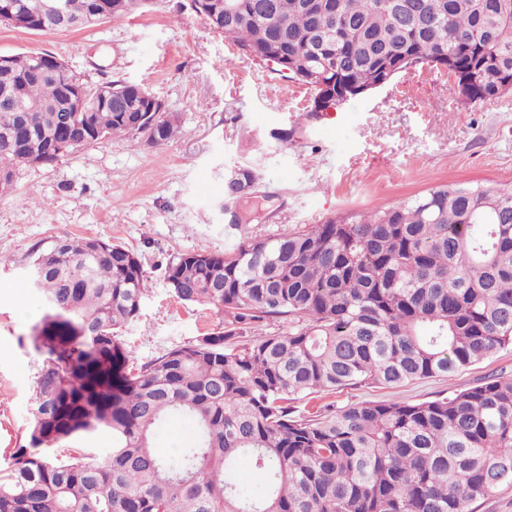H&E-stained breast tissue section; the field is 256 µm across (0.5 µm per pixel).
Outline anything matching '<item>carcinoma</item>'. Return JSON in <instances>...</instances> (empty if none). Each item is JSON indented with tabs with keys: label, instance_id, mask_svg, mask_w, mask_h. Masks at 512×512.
Masks as SVG:
<instances>
[{
	"label": "carcinoma",
	"instance_id": "obj_1",
	"mask_svg": "<svg viewBox=\"0 0 512 512\" xmlns=\"http://www.w3.org/2000/svg\"><path fill=\"white\" fill-rule=\"evenodd\" d=\"M209 26L283 78L343 103L413 68L461 75L464 104L512 90V0H196ZM38 53L0 67V96L41 103L0 111V191L30 158L50 163L61 124L163 144L173 116L146 88L114 80L119 102L69 94L63 62L31 75ZM259 195L249 164L232 167ZM46 316L30 328L44 356L27 445L0 470V512H475L512 487V377L418 403L361 401L313 412L295 403L347 388L448 377L512 348V184L437 185L392 206L245 236L221 254L166 266L178 300L215 310L219 330L140 366L118 331L149 283L136 254L100 239L57 238L30 263ZM288 329L264 335L267 322ZM176 416L197 433L176 455L155 447ZM112 432L104 454L62 444ZM251 456L262 494L241 485Z\"/></svg>",
	"mask_w": 512,
	"mask_h": 512
}]
</instances>
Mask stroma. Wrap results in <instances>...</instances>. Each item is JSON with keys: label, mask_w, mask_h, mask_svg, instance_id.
<instances>
[{"label": "stroma", "mask_w": 512, "mask_h": 512, "mask_svg": "<svg viewBox=\"0 0 512 512\" xmlns=\"http://www.w3.org/2000/svg\"><path fill=\"white\" fill-rule=\"evenodd\" d=\"M181 3L150 0L120 20L61 33L0 27L1 55L39 50L91 84L142 85L178 125L162 145L115 139L21 167L14 192L0 195V469L26 442L43 361L28 334L45 309L24 272L57 237L101 238L137 254L150 292L121 334L140 365L220 322L213 310L171 296L165 267L174 255L220 253L246 235L387 207L439 184L512 183V91L474 109L456 100L446 73L425 67L304 122L306 86L246 57ZM289 128L291 141L273 139ZM240 163L273 193L274 212L234 230L222 209L224 173ZM28 193L34 202H25ZM493 376H512V349L451 377L347 389L332 399L340 407L421 402Z\"/></svg>", "instance_id": "35a3bbf8"}]
</instances>
